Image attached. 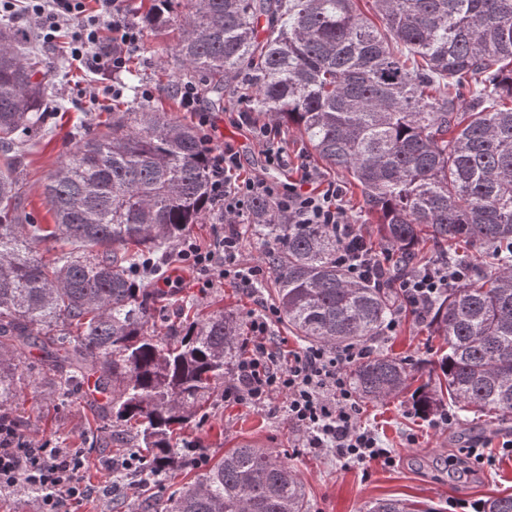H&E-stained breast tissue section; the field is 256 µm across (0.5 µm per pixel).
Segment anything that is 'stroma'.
<instances>
[{"mask_svg":"<svg viewBox=\"0 0 512 512\" xmlns=\"http://www.w3.org/2000/svg\"><path fill=\"white\" fill-rule=\"evenodd\" d=\"M167 44V39L145 36L140 50L132 55L137 77L129 87L119 76L96 72L74 62L70 63L66 77H58L57 64L65 57L64 39L37 42L35 50L48 73L51 118L48 132L30 142L22 166L21 211L31 221L53 224L43 187L69 149L73 127L80 124L90 131L101 128L112 115L113 100H131L134 88L148 86L154 90L153 103L160 111L194 124L193 114L183 111L178 99L168 95L170 85L179 83L180 76L177 64L165 52ZM201 100L218 120L224 143L238 151L244 174L285 185L295 178V165L307 164L324 181L345 185L344 204L349 218L352 223H359L357 190L346 186L344 174L310 154L295 128H280L291 170L267 166L251 130L234 126L229 120L230 112L248 101L241 83H226L223 104H216L213 95L206 92ZM176 292L204 306L234 310L245 326L252 314L275 304L273 288L252 290L226 280L203 290L197 288L189 273L183 275ZM373 345L376 350L415 363L437 359L443 348L442 340L432 335L426 323L405 308L400 311L396 329L383 332ZM359 417L393 450L396 465L339 462L330 454L305 447L282 410L228 404L220 393L201 417L183 429L182 435L186 443L203 448L210 458L243 443L279 450L304 486L308 512H365L371 502L384 498H408L418 501L421 507L435 508L436 512H479L481 503L487 499L512 494V454L501 450L503 440L512 438V417L460 412L454 425L443 432L434 427L432 418L418 414L410 399L403 396L360 404ZM10 418L17 432L34 445L81 449L86 459L85 480L97 485L112 480L111 498L73 504L70 512H139L145 501L166 499L201 472L200 466L187 463L164 474L158 482L139 483L131 471L106 477L103 466L112 456L111 449H90L82 444L83 433L107 424L91 390L86 388L73 397L70 407L62 410L37 392L32 382H24ZM476 438L481 439L492 464L475 475L448 466L449 455H461Z\"/></svg>","mask_w":512,"mask_h":512,"instance_id":"1","label":"stroma"}]
</instances>
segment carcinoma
<instances>
[{
	"mask_svg": "<svg viewBox=\"0 0 512 512\" xmlns=\"http://www.w3.org/2000/svg\"><path fill=\"white\" fill-rule=\"evenodd\" d=\"M383 27L356 0H139L137 24L168 34L183 73L222 99L251 75L253 109L296 128L308 149L347 175L360 212L398 254L396 272L425 261L431 238L473 275L437 297L432 334L447 350L439 373L413 391L419 412L512 416V0H372ZM32 41L0 25V410L14 403L32 350L52 371L42 395L63 399L97 374L109 431L84 443L147 451L151 467L183 465L171 439L233 374L241 323L227 309L192 313L154 334L167 294L133 275L147 256L168 259L190 224L210 214L200 131L150 106L112 111L105 130L71 135L49 175L54 228L25 222L18 203L26 146L46 126V81ZM247 232L262 243L280 316L302 340L329 348L375 340L397 313L387 277L356 281L336 264V238L292 224L275 202L255 201ZM63 238L45 260L37 245ZM418 372L373 353L348 370L359 399L398 398ZM145 512H306L305 492L272 449L241 444ZM368 512H430L383 499ZM484 512H512V494Z\"/></svg>",
	"mask_w": 512,
	"mask_h": 512,
	"instance_id": "cac0c4a2",
	"label": "carcinoma"
}]
</instances>
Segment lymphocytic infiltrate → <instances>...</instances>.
Here are the masks:
<instances>
[{
  "label": "lymphocytic infiltrate",
  "instance_id": "obj_1",
  "mask_svg": "<svg viewBox=\"0 0 512 512\" xmlns=\"http://www.w3.org/2000/svg\"><path fill=\"white\" fill-rule=\"evenodd\" d=\"M20 12L46 34L61 28L70 31L73 60L92 70L119 72L130 53L138 50L142 29L126 17V0H0V13ZM178 96L184 111L194 113L204 128L209 177L208 204L223 218H238L255 200H275L296 224H320L335 234L336 262L350 278L362 280L384 272L390 249L369 245L362 226L350 223L339 187L319 189L318 174L303 167L299 180L288 186L263 178H234L240 156L220 145L221 132L209 112L200 106L192 82L180 84ZM242 243L233 228H219L212 244L201 247L191 237H181L176 247L179 263L196 275L199 287L218 280H234L254 287L260 269L238 264ZM467 269L459 263L437 262L400 278L397 288L407 308L425 318L434 298L465 280ZM277 308L253 315L252 348L238 362L224 386V400L262 409L285 398L290 424L302 432L309 447L324 448L337 458L361 463H394L391 450L383 448L374 433L362 426L359 407L347 372L368 353L367 347L350 344L328 349L311 346L283 360L267 342ZM85 463L73 448H34L9 426L0 427V493L23 489L32 492L38 512H66L68 502L87 498L92 488L80 477Z\"/></svg>",
  "mask_w": 512,
  "mask_h": 512
}]
</instances>
